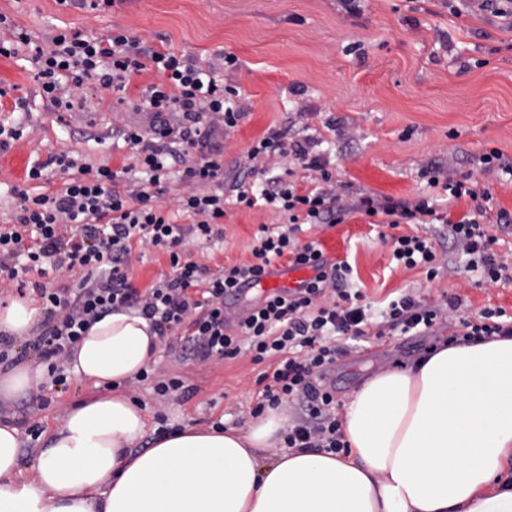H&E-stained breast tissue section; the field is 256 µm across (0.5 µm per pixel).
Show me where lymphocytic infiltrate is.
<instances>
[{
	"mask_svg": "<svg viewBox=\"0 0 512 512\" xmlns=\"http://www.w3.org/2000/svg\"><path fill=\"white\" fill-rule=\"evenodd\" d=\"M13 38L11 47L0 42V57H14L16 44L28 46L35 65L32 80L51 106L62 107V88L77 93L91 80L116 104L149 113L152 118L148 129L122 131L145 180H126L121 171L105 165L79 167L60 153L26 171L27 181L34 182L44 180L47 167H56L62 178L59 190L50 194H32L20 187L13 190L18 215L15 223L0 225V273L18 288L33 287L57 320L47 339L35 345L42 362L59 371L64 352L81 339L92 322L117 308H131L151 320L159 334L187 327L202 357L231 360L245 350L258 364L277 357L252 416H261L266 408L285 402L299 405L303 415L288 431V447L344 451L341 423L334 412L336 402L324 383V374L341 352L340 339L368 334L371 308L361 292L349 289L352 268L348 263H327L319 242L299 243L290 228L301 222L337 224L354 210L418 224L426 217L438 219L435 206L425 197L374 195L360 198L353 206L342 203L335 188L329 187L330 176L319 159L302 144H288L284 133L271 131L249 148L250 169L258 170L267 155H292L307 169L320 173L325 186L301 195L278 179L258 194L239 189L238 202L249 208L264 205L277 209L290 227L255 237L252 262L209 273L203 264L183 258L179 247L190 231L207 239L217 235L224 217V197L216 191L222 165L210 147V131L219 124L236 127L241 118L225 97L224 86L192 57L142 48L137 37L118 31L92 39L78 32H59L37 43L27 32L17 31ZM149 68L155 71L156 82L131 94L133 78ZM180 145L198 150L200 155L189 170L196 188L179 197L181 210L195 219L189 230L152 203V191L167 179ZM485 214V208L476 207L451 223L450 231L468 257V270L481 271L484 281L495 283L501 280L504 268L491 258L497 238L487 228ZM137 246L168 250L172 277L144 291L133 288L128 264ZM283 257L289 265L312 268L314 277L288 295L258 302L239 322L228 320L225 292L240 281L259 280ZM66 259L84 272L78 288L59 292L38 283L27 284L30 272L48 276L59 271ZM391 259L408 269L425 268L431 279L440 264L432 243L416 234L392 237ZM461 305L457 296L441 307L404 293L388 300L382 325L403 334L422 332L432 328L444 310L456 311ZM505 315V310L486 308L474 318H460L463 340L511 337L512 320Z\"/></svg>",
	"mask_w": 512,
	"mask_h": 512,
	"instance_id": "f902f5d3",
	"label": "lymphocytic infiltrate"
}]
</instances>
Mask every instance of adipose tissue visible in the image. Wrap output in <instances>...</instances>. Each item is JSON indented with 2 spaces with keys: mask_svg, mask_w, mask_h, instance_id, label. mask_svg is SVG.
Returning <instances> with one entry per match:
<instances>
[{
  "mask_svg": "<svg viewBox=\"0 0 512 512\" xmlns=\"http://www.w3.org/2000/svg\"><path fill=\"white\" fill-rule=\"evenodd\" d=\"M159 343L133 309L91 325L68 365L115 391L66 412L30 480L18 428L0 423V512H512V337L443 341L373 374L343 404L344 453L279 451L281 408L245 430L187 425L137 450L145 412L116 388Z\"/></svg>",
  "mask_w": 512,
  "mask_h": 512,
  "instance_id": "adipose-tissue-1",
  "label": "adipose tissue"
}]
</instances>
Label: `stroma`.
Wrapping results in <instances>:
<instances>
[{
  "mask_svg": "<svg viewBox=\"0 0 512 512\" xmlns=\"http://www.w3.org/2000/svg\"><path fill=\"white\" fill-rule=\"evenodd\" d=\"M0 13L36 41L63 29L98 37L120 28L143 45L197 59L234 88L231 101L242 117L236 127L216 128L211 136L224 164L223 235L207 241L191 234L182 246L210 271L251 261L249 248L261 226L288 227L287 218L266 208L237 203L236 183L258 191L267 178L278 176L302 192L317 184L316 172L291 156L267 157L264 172H250L247 151L271 130L286 132L289 140L320 156L345 199L377 193L426 196L449 219H458L475 203L449 201L441 188L430 187L425 171L437 167L468 176L476 191L491 194L492 211L512 214V176L484 172L479 162L495 150L512 165V18L481 8L479 0H356L351 6L346 0H122L100 10L58 0H0ZM228 53L237 58L230 72L224 69ZM32 69L29 53L0 57L5 92L0 102L6 107L0 121L23 131L0 154V225L15 219L12 189L23 186L27 166L50 154L140 176L119 130L144 124V116L100 107L101 92L89 82L77 98L83 116L74 119L37 96ZM21 96L27 109L13 110ZM197 160L193 151L174 165L164 193L155 199L180 224L192 222L177 198ZM388 222L383 214L355 212L334 226L303 225L297 236L318 241L333 261L348 262L352 286L366 301L410 291L434 303L447 293L462 298V313L490 307L512 315V229L499 232L492 251L494 262L505 265V277L488 284L481 272L466 269L447 225H422L442 259L430 281L422 270L391 263L383 235L409 233L413 227L394 230ZM171 272L167 252L134 250L129 267L134 288H149ZM457 324L452 318L427 335L396 331L379 340H348L346 354L328 376L337 401L379 370L413 365ZM156 365L165 377L180 379L189 396L163 399L151 379L125 386V394L146 412L140 448L174 427L221 422L244 428L251 422L264 367L249 356L202 359L182 327L161 337ZM95 393L92 384L71 374L65 384L47 380L14 401H0V420L20 431L23 477L32 476L45 435L70 407Z\"/></svg>",
  "mask_w": 512,
  "mask_h": 512,
  "instance_id": "stroma-1",
  "label": "stroma"
}]
</instances>
